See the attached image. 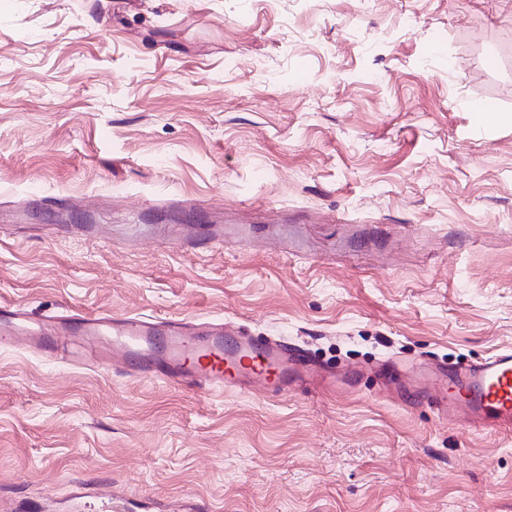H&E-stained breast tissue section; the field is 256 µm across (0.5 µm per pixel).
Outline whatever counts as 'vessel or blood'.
I'll return each mask as SVG.
<instances>
[{
  "label": "vessel or blood",
  "instance_id": "obj_1",
  "mask_svg": "<svg viewBox=\"0 0 512 512\" xmlns=\"http://www.w3.org/2000/svg\"><path fill=\"white\" fill-rule=\"evenodd\" d=\"M23 342L46 359L177 384L202 394L259 385L271 392L317 382L305 349L223 324L68 310L31 319L0 304V347ZM448 411L488 432L512 428V349L460 371Z\"/></svg>",
  "mask_w": 512,
  "mask_h": 512
}]
</instances>
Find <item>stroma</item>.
I'll return each instance as SVG.
<instances>
[{"mask_svg": "<svg viewBox=\"0 0 512 512\" xmlns=\"http://www.w3.org/2000/svg\"><path fill=\"white\" fill-rule=\"evenodd\" d=\"M0 303L357 373L203 395L0 348V512H512V430L377 375L512 348V0H0Z\"/></svg>", "mask_w": 512, "mask_h": 512, "instance_id": "35a3bbf8", "label": "stroma"}]
</instances>
